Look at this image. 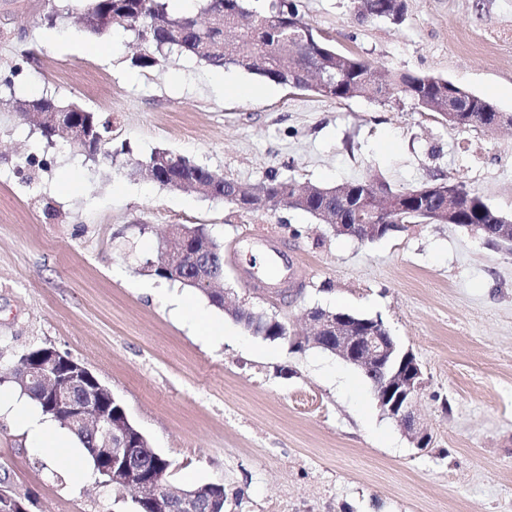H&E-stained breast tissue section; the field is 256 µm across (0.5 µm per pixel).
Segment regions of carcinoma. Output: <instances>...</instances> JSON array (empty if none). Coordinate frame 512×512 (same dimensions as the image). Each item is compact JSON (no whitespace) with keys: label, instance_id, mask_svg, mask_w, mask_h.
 Segmentation results:
<instances>
[{"label":"carcinoma","instance_id":"cac0c4a2","mask_svg":"<svg viewBox=\"0 0 512 512\" xmlns=\"http://www.w3.org/2000/svg\"><path fill=\"white\" fill-rule=\"evenodd\" d=\"M203 12L224 18V24L233 25L239 19H248L247 30L240 39L229 36L222 40L219 51H212L203 38L198 17L184 12L172 14L163 0H86L82 17L84 31L98 36L107 32L100 25L105 16H112V25L128 31L135 41L142 43L146 53L139 56L138 64L148 67L159 62V56L167 53H181L193 56L210 66L241 68L277 84L302 89L310 70L318 72L323 83L329 85L323 96L347 100L366 98L383 99L397 91L413 105L424 111L441 115L448 112V98L451 82L442 77L395 73L385 80L382 69L373 66L363 58L336 52L329 48L317 35L312 25L298 13L296 4L281 5V0H271L267 9H251L250 0H204ZM404 4L402 0H357V13L361 17L384 18L393 23L402 21ZM471 107L461 113L466 128H488L499 111L485 99L474 96ZM62 104L52 98L16 99L13 109L19 117L30 114L44 116L41 130L50 128L49 117ZM168 168L162 172L158 182L165 184L178 181L184 175L197 182L211 181V171L193 160L180 155L168 154ZM406 201H412L402 213V224H441L443 219L436 213L438 205L419 199V189L394 191L390 186L365 176L324 188V193L310 194L300 211L323 221L321 215L333 212L340 220L349 224L360 223L356 212L348 208V199L355 195L365 197L372 187ZM294 183L281 180L275 175L253 188L254 193L267 198L284 197L293 194ZM458 199L459 216L449 223L460 227L482 224V236L487 245L496 249L512 251V243L499 240L494 234L495 225L508 221V217L488 205L478 193L466 184H453ZM13 382L28 399L36 404L42 413L60 427L67 428L61 413L54 411L45 397L43 389L35 384L30 386L11 376ZM145 480L168 484L169 462L160 454L148 455L140 461ZM196 493L212 512H224V485L205 483L188 487Z\"/></svg>","mask_w":512,"mask_h":512}]
</instances>
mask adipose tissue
Returning a JSON list of instances; mask_svg holds the SVG:
<instances>
[{
	"label": "adipose tissue",
	"mask_w": 512,
	"mask_h": 512,
	"mask_svg": "<svg viewBox=\"0 0 512 512\" xmlns=\"http://www.w3.org/2000/svg\"><path fill=\"white\" fill-rule=\"evenodd\" d=\"M11 407L20 427L27 431L33 448L53 459L79 463L71 435L59 431L49 418L35 411L26 401L0 393V407Z\"/></svg>",
	"instance_id": "ef3b65f1"
}]
</instances>
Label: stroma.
Returning a JSON list of instances; mask_svg holds the SVG:
<instances>
[{
  "label": "stroma",
  "instance_id": "35a3bbf8",
  "mask_svg": "<svg viewBox=\"0 0 512 512\" xmlns=\"http://www.w3.org/2000/svg\"><path fill=\"white\" fill-rule=\"evenodd\" d=\"M337 50L392 72L440 76L512 113V0H404L395 24L354 0H295ZM48 0H0L4 99L51 96L112 122L113 162L48 143L0 110V391L16 358L51 346L124 406L178 485L220 483L224 512H512V251L453 224L374 243L283 206L243 212L123 166L158 149L243 185L268 175L333 186L373 174L395 190L463 182L512 218V129H456L410 101H336L189 55L152 67L116 28L93 38ZM204 225L224 249L272 229L298 262L299 294L254 292L224 264L237 303L302 334L319 306L381 318L425 374L420 449L334 354L253 335L198 291L149 275L168 229ZM188 300L209 336L177 303ZM0 483L31 512H136L130 493L78 479L0 412Z\"/></svg>",
  "mask_w": 512,
  "mask_h": 512
}]
</instances>
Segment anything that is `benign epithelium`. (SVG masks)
<instances>
[{"label": "benign epithelium", "instance_id": "obj_1", "mask_svg": "<svg viewBox=\"0 0 512 512\" xmlns=\"http://www.w3.org/2000/svg\"><path fill=\"white\" fill-rule=\"evenodd\" d=\"M56 130L49 137H58L71 145H80L86 151H96L100 139L95 127L80 120L75 112L53 114ZM425 196H436L445 201L448 210L455 211L452 186L439 183L425 188ZM338 236H347L360 243L371 242L383 236L386 224H334ZM204 248L200 247L191 257L168 248L160 255V265L174 277L188 276L198 286H205L216 275H224V268L217 270L204 263ZM305 335L296 340L302 347H324L342 361L353 365L372 378V391L381 410L394 419L411 443L425 448L430 434L420 426L416 414V399L424 384L423 371L412 351L401 347L378 319H359L341 311L312 307L305 311ZM49 361L17 364L21 379L40 386L50 385L48 394L57 408L69 409V425L81 430L86 423V412H97V430L112 440L110 448H96L94 455L105 456L108 467L107 483L135 489V500L155 501L159 488L147 484L134 459L152 452L138 446L136 438L127 430V415L112 416L101 400L100 391L106 386L93 378L91 371L75 360L61 356L50 349Z\"/></svg>", "mask_w": 512, "mask_h": 512}]
</instances>
